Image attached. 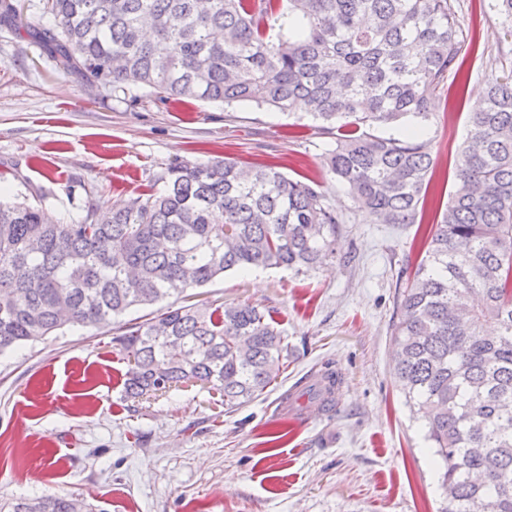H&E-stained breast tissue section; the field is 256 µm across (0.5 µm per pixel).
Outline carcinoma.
Here are the masks:
<instances>
[{
	"label": "carcinoma",
	"instance_id": "obj_1",
	"mask_svg": "<svg viewBox=\"0 0 512 512\" xmlns=\"http://www.w3.org/2000/svg\"><path fill=\"white\" fill-rule=\"evenodd\" d=\"M55 27L30 30L66 70L160 101L305 103L333 141L325 165L354 203L331 205L312 181L272 165L179 163L102 219L54 223L27 203H0V355L66 325H109L135 306L171 300L119 326L138 400L201 383L231 410L262 395L288 344L250 305H180L226 272L318 267L350 215L372 224L431 223L424 256L399 292L394 375L422 413L442 512H512V74L488 80L468 115L454 189L428 205L435 159L419 125L466 62L450 0H43ZM512 36V0H495ZM341 379L306 391L324 407ZM0 512H95L77 495L19 498Z\"/></svg>",
	"mask_w": 512,
	"mask_h": 512
}]
</instances>
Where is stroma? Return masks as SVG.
I'll return each mask as SVG.
<instances>
[{"label": "stroma", "instance_id": "obj_1", "mask_svg": "<svg viewBox=\"0 0 512 512\" xmlns=\"http://www.w3.org/2000/svg\"><path fill=\"white\" fill-rule=\"evenodd\" d=\"M20 19L0 25V200L42 203L76 222L89 205L111 210L165 168L229 158L273 163L308 177L337 208L353 202L324 169L329 139L302 111L187 99L130 103L62 69L34 43L50 27L41 0H11ZM479 46L426 123L438 175H452L470 108L488 77L512 72V37L492 0H457ZM416 224L339 225L318 269L229 272L189 290L196 305L250 304L288 341L287 367L233 411L188 383L126 400L127 362L107 326L66 327L0 356V499L74 494L105 512H441L424 423L393 371L401 318L396 279L414 271ZM341 373L338 403L292 406L324 365ZM40 454L39 466L28 463Z\"/></svg>", "mask_w": 512, "mask_h": 512}]
</instances>
